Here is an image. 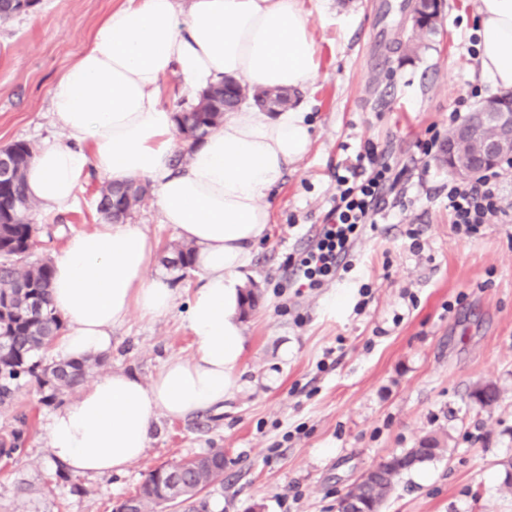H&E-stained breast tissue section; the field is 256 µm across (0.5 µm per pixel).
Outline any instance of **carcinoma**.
<instances>
[{
    "label": "carcinoma",
    "mask_w": 512,
    "mask_h": 512,
    "mask_svg": "<svg viewBox=\"0 0 512 512\" xmlns=\"http://www.w3.org/2000/svg\"><path fill=\"white\" fill-rule=\"evenodd\" d=\"M443 2L429 0L421 8H413V30L419 36L436 32ZM251 95L255 105L269 103L278 109L292 105L288 94L275 89L248 92L240 84L225 80V86L210 88L198 94L186 111L177 113V127L191 152L203 135L216 129L224 119V110ZM34 147L18 141L0 151V158L10 174L0 182V336L9 339V348L0 349V403L6 402L12 390L27 378L40 385L50 384L52 398L80 386L93 371L103 366L99 356L79 360H53L46 351L62 329L58 313L51 307V261H31L29 257L37 244L36 228L28 216L34 203L26 191L25 175ZM147 182L131 180L125 184H104L98 192L96 212L104 220L117 221L131 215L134 207L148 194ZM174 264L182 269L193 266L194 248L187 245L172 247ZM24 443V431L13 429L0 435V457L11 458ZM444 452L440 440L425 436L418 446L393 455L375 466L379 474L373 482L361 476L358 496L371 512L381 509L394 490L395 483L405 473L429 463ZM223 449L212 448L207 453L161 465L152 470L136 492V497L115 506V512L131 507L137 512H158L167 507L159 489L169 487L170 479L179 477L176 496L178 503L189 512H204L209 489L224 482L221 461Z\"/></svg>",
    "instance_id": "obj_1"
}]
</instances>
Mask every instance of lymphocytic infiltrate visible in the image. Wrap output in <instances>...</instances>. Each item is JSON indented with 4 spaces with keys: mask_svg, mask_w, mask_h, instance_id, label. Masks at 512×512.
I'll list each match as a JSON object with an SVG mask.
<instances>
[{
    "mask_svg": "<svg viewBox=\"0 0 512 512\" xmlns=\"http://www.w3.org/2000/svg\"><path fill=\"white\" fill-rule=\"evenodd\" d=\"M364 178H336V204L317 237L297 258L291 259V274L302 288H318L349 270L348 257L366 227L375 224L385 203V193L398 181L392 167L375 146H367L356 157ZM512 170V156L502 160L499 169L488 171L471 184L449 183L448 209L451 229L459 237H471L481 227L512 213L504 206L498 191L505 170Z\"/></svg>",
    "mask_w": 512,
    "mask_h": 512,
    "instance_id": "obj_1",
    "label": "lymphocytic infiltrate"
}]
</instances>
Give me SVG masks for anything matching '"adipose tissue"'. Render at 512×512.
Listing matches in <instances>:
<instances>
[{
  "mask_svg": "<svg viewBox=\"0 0 512 512\" xmlns=\"http://www.w3.org/2000/svg\"><path fill=\"white\" fill-rule=\"evenodd\" d=\"M477 14L481 75L510 89L512 0H478ZM316 54L299 0H125L55 81L51 114L63 137L35 152L29 196L65 212L89 171L115 183L148 178L162 222L194 247L200 272L184 315L190 359L168 361L147 383L109 373L50 417V450L69 472L121 474L144 455L157 413L183 419L234 393L245 343L239 274L270 221L266 196L311 144L304 112L238 108L176 164L164 79L178 75L193 94L226 78L254 89H303L318 77ZM156 252L137 224H101L66 240L51 285L66 322L61 358L108 352L113 328L131 313L156 320L175 309V288L153 272Z\"/></svg>",
  "mask_w": 512,
  "mask_h": 512,
  "instance_id": "obj_1",
  "label": "adipose tissue"
}]
</instances>
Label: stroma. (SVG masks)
Listing matches in <instances>:
<instances>
[{
  "label": "stroma",
  "instance_id": "1",
  "mask_svg": "<svg viewBox=\"0 0 512 512\" xmlns=\"http://www.w3.org/2000/svg\"><path fill=\"white\" fill-rule=\"evenodd\" d=\"M121 2L38 0L0 23V147L55 135L52 85ZM381 2L301 0L318 49V78L296 98L311 147L268 194L271 221L242 272L261 305L244 318L237 390L223 408L185 420L157 413L145 454L124 474L77 476L48 447L55 405L42 403L35 380L23 382L0 404V434L21 426L26 437L19 455L0 458V512H112L151 470L212 448L224 451V483L210 493L218 512H337L364 471L430 434L444 440V454L402 476L382 512H512L500 465L512 459V222L456 237L450 174L437 155L415 158L417 141L447 139L450 112L497 93L470 51L477 0H445L437 33L407 60L396 45L407 12L382 17ZM379 51L387 70L374 63ZM368 142L401 174L388 207L358 241L349 272L297 291L288 261L325 223L337 176ZM103 182L90 173L66 213L33 210L34 258L54 257L69 235L100 224ZM130 221L156 240L155 272L181 305L153 322L131 313L112 330L103 370L148 382L193 353L182 304L200 275L166 266L178 236L154 197ZM411 228L422 232L420 250L410 248ZM485 383L499 391L489 407L473 398Z\"/></svg>",
  "mask_w": 512,
  "mask_h": 512
}]
</instances>
